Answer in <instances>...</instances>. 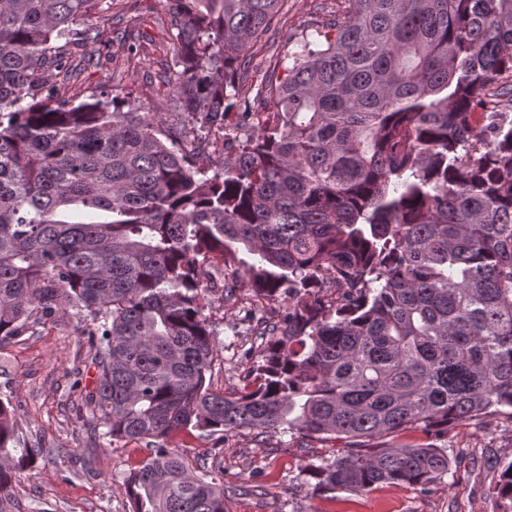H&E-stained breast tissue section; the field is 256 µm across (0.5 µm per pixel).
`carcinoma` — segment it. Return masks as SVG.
<instances>
[{"label":"carcinoma","instance_id":"1","mask_svg":"<svg viewBox=\"0 0 512 512\" xmlns=\"http://www.w3.org/2000/svg\"><path fill=\"white\" fill-rule=\"evenodd\" d=\"M104 2L0 0V342L59 313L87 333L92 429L150 440L132 512H227L168 445L189 428L343 442L307 470L315 491L429 489L448 453L382 439L512 410V0H336L253 103L239 72L281 0H168L166 84L224 133L217 168L127 96H63V47L97 38L82 24ZM212 274L226 301L242 282L288 302L229 394L208 379ZM43 457L0 399V494Z\"/></svg>","mask_w":512,"mask_h":512}]
</instances>
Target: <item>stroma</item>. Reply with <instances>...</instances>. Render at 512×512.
Returning <instances> with one entry per match:
<instances>
[{
    "mask_svg": "<svg viewBox=\"0 0 512 512\" xmlns=\"http://www.w3.org/2000/svg\"><path fill=\"white\" fill-rule=\"evenodd\" d=\"M165 0H112L117 22L97 42L71 47L73 57L94 54L97 63L82 70L68 94H130L145 106L179 119L159 81L172 63L171 30ZM334 0H285L278 30L269 32L268 52L250 68L243 93L255 97L271 65L284 57L301 31L325 21ZM144 15L139 34L142 62L133 67L120 39L125 21ZM225 301L221 289L209 292L206 315L217 336L218 354L211 380L214 388H237L259 362L258 318H277L283 305L260 303L248 289ZM97 367L86 337L70 316L31 324L25 335L0 343V399L9 401L19 434L28 444L47 448L49 455L24 471L0 512H131L124 479L147 456L146 442L115 441L87 431L91 414L82 402L92 387ZM390 445L432 444L444 449L447 474L423 492L413 486L383 485L368 493L336 491L313 495L306 471L333 459L341 444L296 433L249 431L207 436L196 430L177 433L169 441L190 460H202L224 479L229 512H507L511 502L500 497L497 481L504 463L512 460V413L503 411L449 427L447 433L407 430L390 436Z\"/></svg>",
    "mask_w": 512,
    "mask_h": 512,
    "instance_id": "35a3bbf8",
    "label": "stroma"
}]
</instances>
